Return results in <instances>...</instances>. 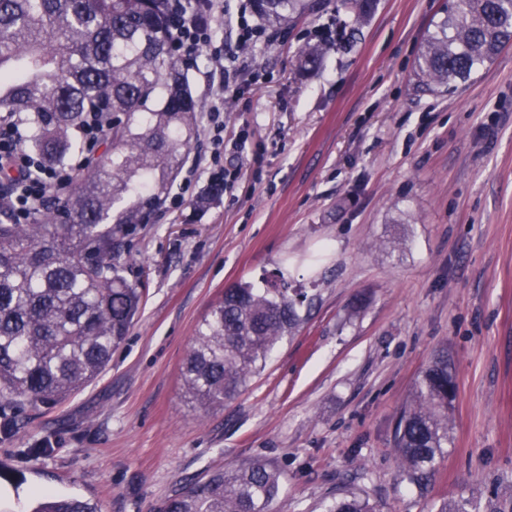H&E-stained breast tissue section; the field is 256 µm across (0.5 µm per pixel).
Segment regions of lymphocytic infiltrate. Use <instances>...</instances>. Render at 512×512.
Segmentation results:
<instances>
[{
	"label": "lymphocytic infiltrate",
	"mask_w": 512,
	"mask_h": 512,
	"mask_svg": "<svg viewBox=\"0 0 512 512\" xmlns=\"http://www.w3.org/2000/svg\"><path fill=\"white\" fill-rule=\"evenodd\" d=\"M169 34L176 50L210 48V64L204 74V90L209 102L207 133L204 137L210 164H219L224 152V96L235 90L237 75L246 66L243 57L217 48L216 22L234 15L240 47L260 42L261 25L254 23L247 0L229 6L226 0H167ZM20 124L0 120V212L9 214L17 224L29 223L40 204L58 197L70 182L66 168H43L25 145Z\"/></svg>",
	"instance_id": "1"
}]
</instances>
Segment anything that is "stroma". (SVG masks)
Returning a JSON list of instances; mask_svg holds the SVG:
<instances>
[{
	"mask_svg": "<svg viewBox=\"0 0 512 512\" xmlns=\"http://www.w3.org/2000/svg\"><path fill=\"white\" fill-rule=\"evenodd\" d=\"M340 0L248 50L224 100V142L247 133L217 196L207 178L134 240V326L101 376L15 414L0 434V512L36 490L101 512H159L187 481L263 458L283 473L271 512H431L475 488L512 496V45L451 91L415 65L452 0H378L315 70L298 49ZM306 290L303 323L237 399L205 414L180 369L225 288L276 270ZM447 348L453 441L426 492L405 479L396 420ZM47 440L54 452L31 454ZM327 512H377V509L368 498L344 496L336 498Z\"/></svg>",
	"mask_w": 512,
	"mask_h": 512,
	"instance_id": "1",
	"label": "stroma"
}]
</instances>
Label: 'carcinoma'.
Returning a JSON list of instances; mask_svg holds the SVG:
<instances>
[{"label": "carcinoma", "mask_w": 512, "mask_h": 512, "mask_svg": "<svg viewBox=\"0 0 512 512\" xmlns=\"http://www.w3.org/2000/svg\"><path fill=\"white\" fill-rule=\"evenodd\" d=\"M166 0H0V117L22 124L26 147L49 167L70 164L92 112L109 122L102 151L77 170L62 208L42 204L31 224L0 219V417L53 406L94 382L128 336L138 284L120 273L141 227L151 223L197 135L202 104L183 59L169 47ZM272 27L314 11V0H252ZM352 21L374 0H347ZM512 44V0H456L416 63L429 91L465 82ZM324 48L305 46V66ZM278 285L237 283L198 325L182 365L186 397L224 407L261 372L302 322L282 271ZM456 378L448 349L433 356L400 411L394 432L409 484L426 489L449 441ZM280 472L254 459L183 485L162 512H271ZM31 512H100L96 504L36 494ZM327 512H377L344 496ZM434 512H512V498L463 491Z\"/></svg>", "instance_id": "obj_1"}]
</instances>
